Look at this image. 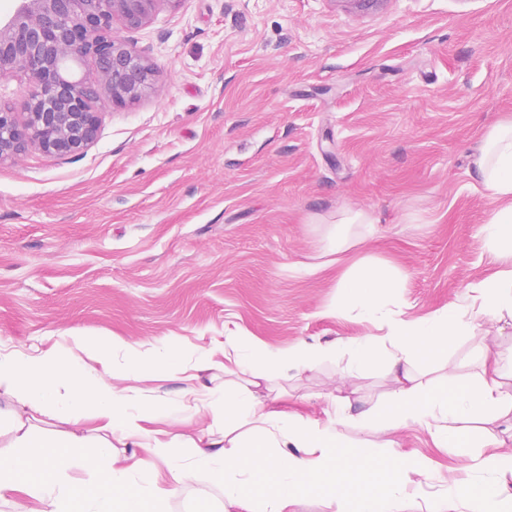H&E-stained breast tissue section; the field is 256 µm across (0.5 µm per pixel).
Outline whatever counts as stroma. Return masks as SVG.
<instances>
[{
	"label": "stroma",
	"mask_w": 512,
	"mask_h": 512,
	"mask_svg": "<svg viewBox=\"0 0 512 512\" xmlns=\"http://www.w3.org/2000/svg\"><path fill=\"white\" fill-rule=\"evenodd\" d=\"M114 31L157 67L97 141L0 163V353L71 330L185 352L244 331L277 351L372 333L337 312L363 260L402 275L403 319L465 303L506 269L481 235L475 164L512 117V0H182ZM366 243H329L350 210ZM331 363L288 403L316 406ZM430 496L461 458L420 429ZM203 480L163 512H222Z\"/></svg>",
	"instance_id": "1"
}]
</instances>
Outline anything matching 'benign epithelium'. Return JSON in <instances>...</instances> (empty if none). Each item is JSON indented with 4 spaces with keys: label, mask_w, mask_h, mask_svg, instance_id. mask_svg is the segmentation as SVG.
Masks as SVG:
<instances>
[{
    "label": "benign epithelium",
    "mask_w": 512,
    "mask_h": 512,
    "mask_svg": "<svg viewBox=\"0 0 512 512\" xmlns=\"http://www.w3.org/2000/svg\"><path fill=\"white\" fill-rule=\"evenodd\" d=\"M183 0H17L0 24V84L22 85L0 99V163L29 148L50 156L83 153L98 137V105L137 104L157 68L114 22L136 30L159 7Z\"/></svg>",
    "instance_id": "1"
}]
</instances>
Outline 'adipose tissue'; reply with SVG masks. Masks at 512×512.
<instances>
[{
	"instance_id": "adipose-tissue-1",
	"label": "adipose tissue",
	"mask_w": 512,
	"mask_h": 512,
	"mask_svg": "<svg viewBox=\"0 0 512 512\" xmlns=\"http://www.w3.org/2000/svg\"><path fill=\"white\" fill-rule=\"evenodd\" d=\"M478 175L492 208L483 227L491 251L512 260V120L481 138ZM399 273L362 262L345 280L341 309L375 327L372 335L331 344L305 341L272 351L242 332L225 336L220 350L152 351L123 340L69 332L84 359L56 351L0 354V397L12 412L13 450L0 452V493L35 500L45 512H157L181 487L201 480L222 484L235 512H290L306 484L325 486L338 499L337 512H406L408 486L431 477L428 464L399 454V436L425 429L435 447L463 449L462 483L438 493L426 512H512V452L495 427L512 422V368L495 352L496 326L512 318V268L474 285L468 304L449 305L430 317L407 321L394 311ZM489 328L476 348L477 369L449 382L448 357L470 336L476 319ZM122 352V365L113 355ZM336 364L342 386L358 388L372 368L392 388L362 409L348 397L324 393L317 412L283 403L291 372ZM156 373H179L185 382L171 412L196 419L195 437L182 438L156 425L159 407L140 399L139 382ZM50 419L83 418L95 432L56 434L35 430L29 414ZM365 432L361 451H351L345 431ZM143 449L167 463L166 474L129 460L121 447ZM189 449V457L179 449ZM80 468L94 481L77 492L70 475ZM379 474L376 492L353 493L351 477Z\"/></svg>"
}]
</instances>
